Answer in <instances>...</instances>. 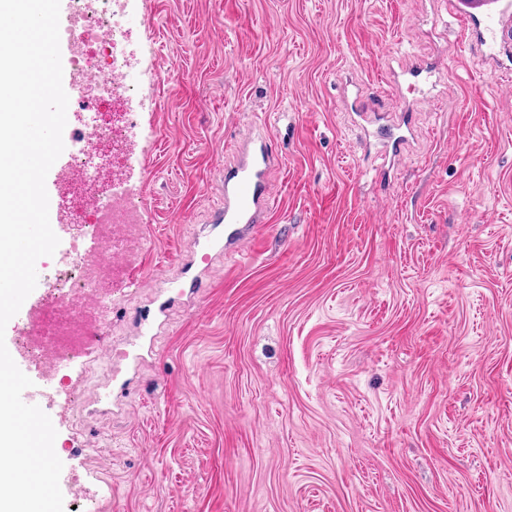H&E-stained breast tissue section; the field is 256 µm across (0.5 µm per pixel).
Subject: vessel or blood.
Wrapping results in <instances>:
<instances>
[{
	"instance_id": "vessel-or-blood-1",
	"label": "vessel or blood",
	"mask_w": 512,
	"mask_h": 512,
	"mask_svg": "<svg viewBox=\"0 0 512 512\" xmlns=\"http://www.w3.org/2000/svg\"><path fill=\"white\" fill-rule=\"evenodd\" d=\"M448 9L462 25V47L482 66L495 72L512 57V0H448ZM411 136L409 125L390 129L384 136L387 156L399 157ZM274 166L266 137H250L240 146L237 162L224 169L223 197L210 215L211 223L223 226L224 235L193 245L202 264L210 263L214 250L237 248L264 223L273 201Z\"/></svg>"
}]
</instances>
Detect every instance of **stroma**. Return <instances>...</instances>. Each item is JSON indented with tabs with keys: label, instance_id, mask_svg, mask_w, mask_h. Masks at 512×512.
<instances>
[{
	"label": "stroma",
	"instance_id": "obj_1",
	"mask_svg": "<svg viewBox=\"0 0 512 512\" xmlns=\"http://www.w3.org/2000/svg\"><path fill=\"white\" fill-rule=\"evenodd\" d=\"M144 246L79 396L49 412L97 512H512V80L445 0H137ZM416 137L390 178L400 62ZM263 129L276 204L183 288Z\"/></svg>",
	"mask_w": 512,
	"mask_h": 512
}]
</instances>
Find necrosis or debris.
<instances>
[{
    "instance_id": "obj_1",
    "label": "necrosis or debris",
    "mask_w": 512,
    "mask_h": 512,
    "mask_svg": "<svg viewBox=\"0 0 512 512\" xmlns=\"http://www.w3.org/2000/svg\"><path fill=\"white\" fill-rule=\"evenodd\" d=\"M131 3L71 0L70 15L60 22L76 98L94 99L113 114L108 121L89 119L81 139L65 145L71 164L60 183L75 190L68 247L57 255L39 314L16 331L17 347L46 372L51 393L71 390L74 367L98 351L102 316L120 301L112 285L143 245L141 191L122 178L137 162L128 147L140 129V73L125 51L140 24Z\"/></svg>"
}]
</instances>
